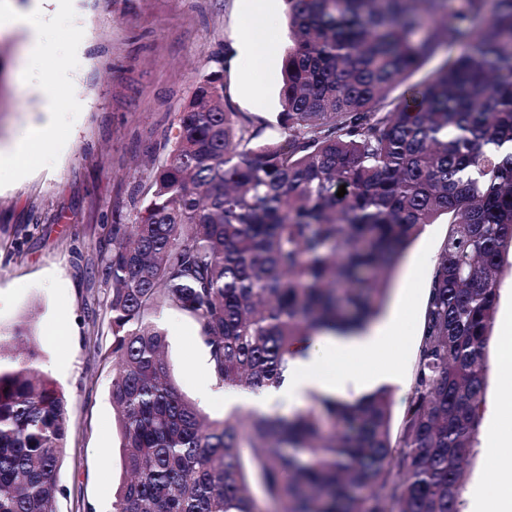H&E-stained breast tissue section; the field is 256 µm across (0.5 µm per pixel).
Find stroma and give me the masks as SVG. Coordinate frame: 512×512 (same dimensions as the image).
Here are the masks:
<instances>
[{
  "label": "stroma",
  "instance_id": "obj_1",
  "mask_svg": "<svg viewBox=\"0 0 512 512\" xmlns=\"http://www.w3.org/2000/svg\"><path fill=\"white\" fill-rule=\"evenodd\" d=\"M244 0H77L61 15L33 16L54 56L21 57L24 30L0 36V148L40 117L38 87L55 88L62 119L51 141L35 147L25 177L0 175V332L29 322L38 344L35 367L67 401V452L58 473L57 512H112L124 478L120 436L110 400L112 364L100 356L112 336L111 286L98 274L99 243L114 224H133L145 186L165 159V142L198 82L216 72L233 111L269 122L281 137L282 58L288 46L283 0L254 17L272 50L264 63L229 66ZM82 50H74L73 42ZM447 219L426 225L395 271L380 319L402 322L408 342L396 362L393 416L401 418L421 334L429 278ZM167 359L177 387L213 418L225 412L223 391L199 367L201 328L165 309ZM65 326L66 344L52 338Z\"/></svg>",
  "mask_w": 512,
  "mask_h": 512
}]
</instances>
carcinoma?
<instances>
[{"label":"carcinoma","mask_w":512,"mask_h":512,"mask_svg":"<svg viewBox=\"0 0 512 512\" xmlns=\"http://www.w3.org/2000/svg\"><path fill=\"white\" fill-rule=\"evenodd\" d=\"M285 4L287 134L257 141L207 77L139 220L99 247L127 474L112 512H460L512 255V0ZM443 215L399 424L385 386L247 420L178 389L164 306L199 323L213 386L278 387L291 342L380 315L404 251ZM37 357L24 325L0 336V512H56L66 399Z\"/></svg>","instance_id":"cac0c4a2"}]
</instances>
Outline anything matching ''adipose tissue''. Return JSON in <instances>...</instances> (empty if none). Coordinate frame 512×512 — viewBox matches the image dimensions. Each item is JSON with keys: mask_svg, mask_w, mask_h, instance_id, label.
Masks as SVG:
<instances>
[{"mask_svg": "<svg viewBox=\"0 0 512 512\" xmlns=\"http://www.w3.org/2000/svg\"><path fill=\"white\" fill-rule=\"evenodd\" d=\"M60 120L53 103H46L41 121L31 125L25 138L0 148V169L19 172L25 166L32 145L47 137ZM397 327H376L353 336L320 335L315 349L306 342L295 344L296 355L290 362L288 379L277 390L261 395L226 393L224 400L256 411H264L274 403L295 404L310 392L353 400L369 392L373 385L387 376L390 365L377 371L365 366V359L382 353L398 340ZM499 364L504 373L506 388L498 395L493 412L502 417L501 425L487 434L483 451L500 473L497 482L476 490L469 512H512V321H507L500 338Z\"/></svg>", "mask_w": 512, "mask_h": 512, "instance_id": "1", "label": "adipose tissue"}]
</instances>
